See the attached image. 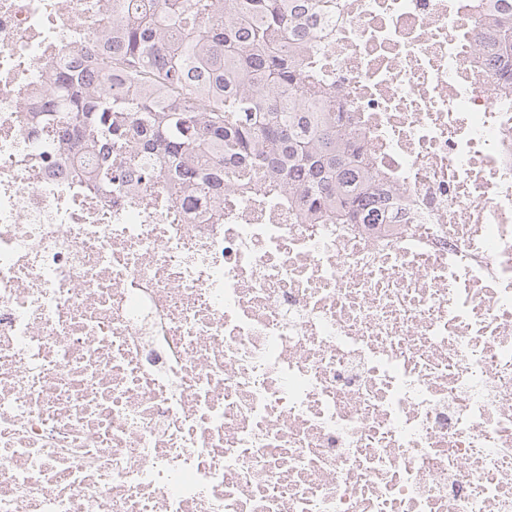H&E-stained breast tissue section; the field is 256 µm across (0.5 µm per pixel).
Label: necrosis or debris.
I'll list each match as a JSON object with an SVG mask.
<instances>
[{"label": "necrosis or debris", "mask_w": 512, "mask_h": 512, "mask_svg": "<svg viewBox=\"0 0 512 512\" xmlns=\"http://www.w3.org/2000/svg\"><path fill=\"white\" fill-rule=\"evenodd\" d=\"M121 0H0V512H512L499 0H329L316 57L392 219L104 197L31 121Z\"/></svg>", "instance_id": "1"}]
</instances>
